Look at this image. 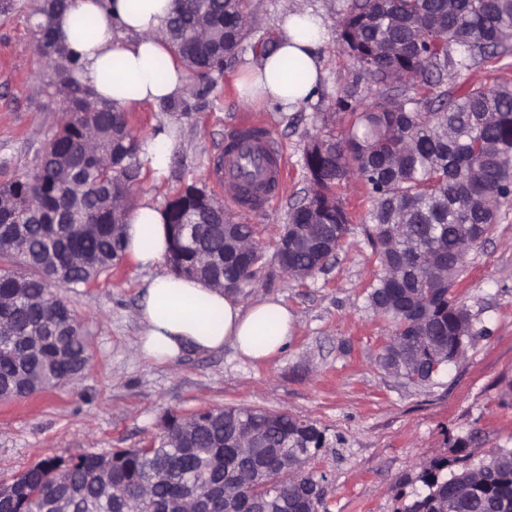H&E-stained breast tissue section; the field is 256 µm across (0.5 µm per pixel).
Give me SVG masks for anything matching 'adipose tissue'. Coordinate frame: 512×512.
Wrapping results in <instances>:
<instances>
[{"mask_svg":"<svg viewBox=\"0 0 512 512\" xmlns=\"http://www.w3.org/2000/svg\"><path fill=\"white\" fill-rule=\"evenodd\" d=\"M176 0H69L56 21V37L76 59V74L94 96L126 110L177 101L189 74L165 36ZM327 39L321 16L284 4L267 48L245 66L243 95L286 110L305 106L324 80L319 50ZM165 73H157L158 61ZM125 252L150 278L135 317L142 331L137 357L173 362L186 350L231 346L240 357L263 361L278 354L295 320L281 299L244 305L224 290L165 270L168 229L150 199L132 202L123 226Z\"/></svg>","mask_w":512,"mask_h":512,"instance_id":"1","label":"adipose tissue"}]
</instances>
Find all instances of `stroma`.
I'll return each instance as SVG.
<instances>
[{"mask_svg": "<svg viewBox=\"0 0 512 512\" xmlns=\"http://www.w3.org/2000/svg\"><path fill=\"white\" fill-rule=\"evenodd\" d=\"M246 3L261 25L225 60L201 111L186 114L151 104L127 111L137 134L166 120L174 127L166 176L158 180L141 170L131 188L134 197L161 206L192 182L224 199L210 180V162L227 131L242 119L260 118L287 154L288 182L272 205L239 220L254 226L270 252L290 205L307 192L303 154L310 136L333 128L336 98L363 77L336 25L347 0H294L326 22L325 79L318 96L289 112L243 103L236 86L242 67L256 40L271 36L282 0ZM28 13L18 7L0 14V172L9 176L33 166L62 108L59 96L38 77L46 63L36 51ZM376 269L358 224L328 271L306 281L288 280L266 260L241 301L282 299L296 319L287 346L265 363L246 361L227 347L208 354L190 351L162 364L133 355L140 331L134 311L149 273L124 258L68 293L92 355L85 375L25 399L0 400V478L50 457L140 448L167 416L227 405L284 412L324 430L327 445L310 468L324 478L327 512H396L402 496L414 489L420 463L463 456L476 467L493 450L512 448V201L501 205L489 238L470 251L453 290L472 315L475 336L429 383L407 384L377 363L388 331L365 300Z\"/></svg>", "mask_w": 512, "mask_h": 512, "instance_id": "obj_1", "label": "stroma"}]
</instances>
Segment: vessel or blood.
Instances as JSON below:
<instances>
[{
  "mask_svg": "<svg viewBox=\"0 0 512 512\" xmlns=\"http://www.w3.org/2000/svg\"><path fill=\"white\" fill-rule=\"evenodd\" d=\"M285 167L281 148L252 119L225 135L224 149L213 159L210 175L216 188L229 185L236 189L233 206L239 208L248 201L262 207L278 197Z\"/></svg>",
  "mask_w": 512,
  "mask_h": 512,
  "instance_id": "obj_1",
  "label": "vessel or blood"
}]
</instances>
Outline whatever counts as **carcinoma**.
Wrapping results in <instances>:
<instances>
[{
	"instance_id": "obj_1",
	"label": "carcinoma",
	"mask_w": 512,
	"mask_h": 512,
	"mask_svg": "<svg viewBox=\"0 0 512 512\" xmlns=\"http://www.w3.org/2000/svg\"><path fill=\"white\" fill-rule=\"evenodd\" d=\"M66 0H32L29 18L40 35L52 28ZM206 16L218 39L190 48L195 20ZM244 0H184L172 17V52L199 79L223 68L254 30ZM340 38L362 67L367 94L348 89L335 102L341 123L308 142L304 167L310 186L288 211V223L305 224L316 213L333 231L326 253L338 252L352 224L365 225L379 273L367 301L389 325L379 365L408 384L431 381L454 362L472 335L467 308L451 297L469 251L497 224L501 201L512 197V81L490 85L448 84L491 56L512 53V0H350L339 20ZM46 84L64 96L67 120L51 136L26 173L0 183V320L15 339L0 350V399L27 398L79 380L88 365L65 292L120 264L122 225L115 224L112 197L126 198L128 182L142 165L141 138L126 116L93 98L79 84L65 50L44 44ZM72 164L60 175V158ZM351 181L367 188L369 205L352 213L339 189ZM203 189L191 184L164 209L171 233L172 271L200 278L194 255L180 238L187 208L199 205ZM439 246L448 274L436 275L421 256ZM274 260L311 267L309 252ZM264 251L224 252L217 276L250 285ZM45 332L42 356L27 360L29 332ZM400 345L409 362L394 367L386 352ZM196 432L183 436L184 417L173 415L144 448L88 453L67 461L48 458L8 481L0 512H44L47 502L68 499L70 512H173L182 486L204 491L235 480L244 469L263 470L264 480L243 494L240 509L253 512H317L323 478L307 466L326 445L315 422L253 407L194 412ZM240 427L267 434L256 457L225 446ZM446 458L421 465V489L397 512H448L453 487L474 470L481 480L456 503L455 512H498L512 502V448L451 476Z\"/></svg>"
}]
</instances>
